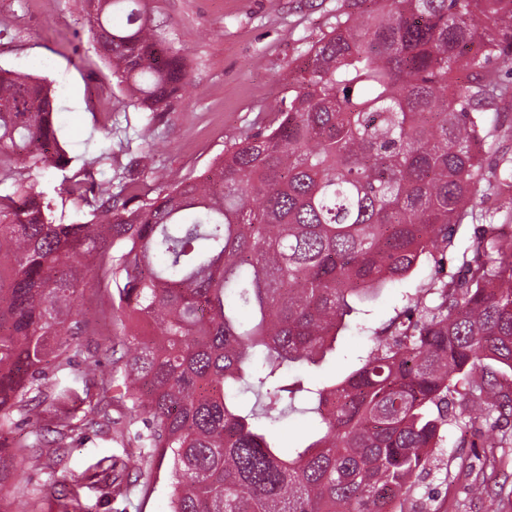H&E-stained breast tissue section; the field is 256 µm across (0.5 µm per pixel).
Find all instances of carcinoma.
<instances>
[{
    "instance_id": "carcinoma-1",
    "label": "carcinoma",
    "mask_w": 512,
    "mask_h": 512,
    "mask_svg": "<svg viewBox=\"0 0 512 512\" xmlns=\"http://www.w3.org/2000/svg\"><path fill=\"white\" fill-rule=\"evenodd\" d=\"M90 2L116 84L167 111L188 56L147 0ZM497 63H512V0H343L277 119L214 173L117 206L95 157L66 189L90 219L69 223L30 182L68 164L50 82L0 68V427L41 398L48 365L72 366L76 301L103 284L116 320L153 328L115 335L112 382L169 467V512H401L448 426L512 444V237L492 224L352 370L306 378L364 307L453 246L474 199L512 220V160L481 155L482 115L509 94ZM293 412L313 427L285 450L265 423ZM14 459L0 442V491Z\"/></svg>"
}]
</instances>
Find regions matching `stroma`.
Returning <instances> with one entry per match:
<instances>
[{
    "instance_id": "stroma-1",
    "label": "stroma",
    "mask_w": 512,
    "mask_h": 512,
    "mask_svg": "<svg viewBox=\"0 0 512 512\" xmlns=\"http://www.w3.org/2000/svg\"><path fill=\"white\" fill-rule=\"evenodd\" d=\"M342 0H151L163 35L183 48L192 65L191 79L169 111L148 119L129 105L108 64L99 56L85 20L83 0H0V67L48 77L60 107L59 136L70 163L50 171L40 187L60 202L84 161L108 151L97 180L112 184L124 201L126 183L156 196L164 185L207 172L224 148L250 128L258 112L279 100L298 74L300 54L336 22ZM493 129L485 165L512 157V97L485 115ZM484 221L464 216L454 245L439 260H423L407 280L384 291L370 307L365 331L344 332L346 354L364 353L371 337L401 314L403 292L428 287L435 272L461 273L463 256ZM80 307L99 312L100 320L81 325L72 368L57 372L75 394L62 403L72 430L55 431L54 411L35 409L15 417L7 437L24 473L9 500L16 512H168L167 470L144 463L141 475L106 487L103 471L139 454L143 418L129 405L102 393L111 378L112 299L104 288L84 289ZM345 354V356H346ZM345 356L311 371L320 381L346 368ZM452 427L437 460L402 503L403 512H512V447H460ZM489 476V493L474 498L471 487Z\"/></svg>"
}]
</instances>
